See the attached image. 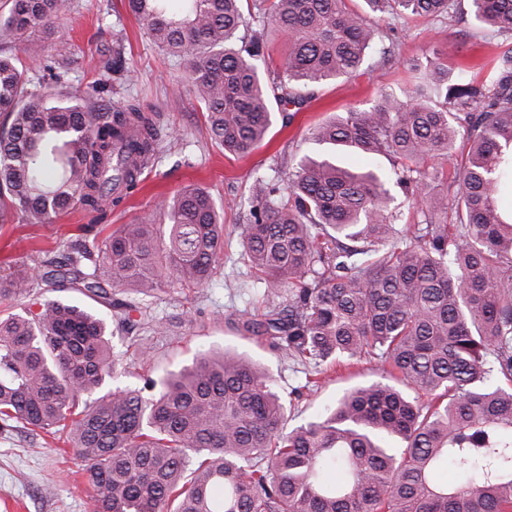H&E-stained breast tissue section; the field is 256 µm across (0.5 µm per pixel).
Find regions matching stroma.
Instances as JSON below:
<instances>
[{
  "label": "stroma",
  "instance_id": "35a3bbf8",
  "mask_svg": "<svg viewBox=\"0 0 512 512\" xmlns=\"http://www.w3.org/2000/svg\"><path fill=\"white\" fill-rule=\"evenodd\" d=\"M55 26L70 45L66 60L68 90L73 96L104 112L139 101L146 111L157 113L162 127L155 161L143 170L139 190L113 208L105 223L116 228L154 220L157 202L189 185L207 190L223 216L224 250L213 280L195 290L193 303L174 293L155 304L157 318L182 320L177 334H155L146 327L131 330V337L150 347L152 360L146 368L130 363L127 383H141L149 374L190 362L207 350L234 349L260 360L282 390L293 392L285 423L290 429L335 405L351 387L379 380L378 366L362 362L330 374L318 391H306L302 368L228 327L226 316L244 309L258 288L241 257L240 232L246 213L228 208L227 203L248 195L254 171L276 168L288 175L294 156L307 149L305 138L313 124L353 106L368 108L380 93L410 87L415 77L407 70L408 60L436 54L474 77L495 65L500 36L453 16L425 18L409 29L384 26V43L393 50L391 60L372 57L356 77L316 87L290 124L274 123L259 149L235 157L211 139L205 110L185 79L183 66L151 40L129 12L126 0H66ZM106 74L112 83L105 91L99 81ZM91 221L77 207L50 224H0V263L29 264L76 242L94 245L93 233L83 230ZM232 280L237 283L233 289L228 286ZM50 483L56 492L48 496L44 488ZM92 495L73 448L39 431L0 429V512H92Z\"/></svg>",
  "mask_w": 512,
  "mask_h": 512
}]
</instances>
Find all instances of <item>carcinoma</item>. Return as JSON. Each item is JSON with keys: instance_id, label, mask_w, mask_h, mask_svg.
<instances>
[{"instance_id": "carcinoma-1", "label": "carcinoma", "mask_w": 512, "mask_h": 512, "mask_svg": "<svg viewBox=\"0 0 512 512\" xmlns=\"http://www.w3.org/2000/svg\"><path fill=\"white\" fill-rule=\"evenodd\" d=\"M128 0L177 58L212 137L252 152L275 111L310 88L386 57L378 24L347 0ZM470 18L507 44L481 81L430 57L419 82L384 92L309 130L287 187L256 177L242 256L261 285L228 319L241 338L312 378L344 361L384 376L349 389L315 419L284 430L287 400L251 356L202 353L191 363L105 388L126 352L96 312L42 289H75L119 310L117 328L170 333L152 305L212 280L224 249L213 198L187 187L159 224H123L90 249L68 247L0 275V301L40 296L0 317V427L64 438L81 459L93 512H512V0H469ZM404 22L466 12L457 0H364ZM61 0H11L0 14V224L49 223L75 207L102 212L112 181L131 192L159 127L140 104L92 112L50 93L67 72L56 37ZM288 43L265 78L264 27ZM469 144L456 157L457 139ZM384 157L357 169L336 155ZM454 165L453 194L424 165ZM416 224L398 223L402 203ZM456 223H448V211ZM125 298H120V295ZM457 467L463 473L445 479Z\"/></svg>"}]
</instances>
